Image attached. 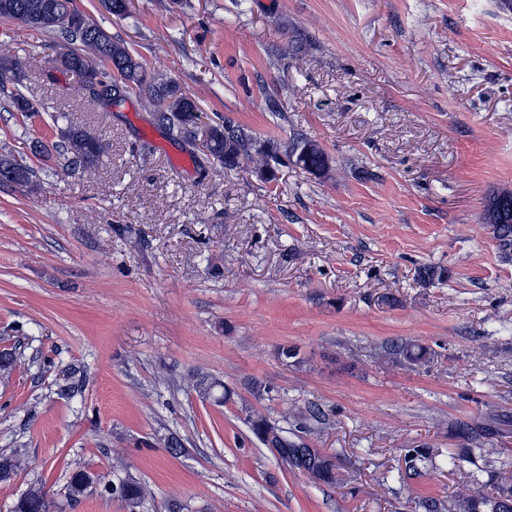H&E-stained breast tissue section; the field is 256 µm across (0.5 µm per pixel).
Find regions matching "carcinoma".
Here are the masks:
<instances>
[{"instance_id": "carcinoma-1", "label": "carcinoma", "mask_w": 512, "mask_h": 512, "mask_svg": "<svg viewBox=\"0 0 512 512\" xmlns=\"http://www.w3.org/2000/svg\"><path fill=\"white\" fill-rule=\"evenodd\" d=\"M105 9L113 16L125 18L130 15V0H102ZM0 18L16 21L25 28L61 36L69 45L65 57V68L84 74L91 69L105 79L103 85L112 90H121L129 97L138 94L145 97L153 107L152 124L165 130L177 140L199 143L205 155L235 169L246 162L271 179L280 166L291 164L318 177H327L331 172L329 157L316 141L296 136L287 142L277 138L261 140L252 131L235 125L231 121L211 125L203 131L199 125L200 115L195 101L181 86L171 79L157 80L150 76L143 64L125 44L115 39L103 27L91 22L79 9L76 0H0ZM24 74L18 61L0 58V86L22 83ZM10 102L19 112L33 114L37 105L16 89L11 92ZM62 143L53 148L43 147L42 154L66 169L93 170L106 155L109 144L97 133L78 125H69L61 131ZM0 184H13L34 192L38 189L35 171L19 162L8 152L0 154ZM481 221L490 226L499 250L504 257L512 256V191H500L486 200ZM385 357L395 362L422 364L430 359L428 348L411 341L393 340L385 346ZM63 382L58 384L57 394L71 398L79 391L72 382L76 369H64ZM194 390L203 399L224 404L234 397V391L224 383L208 375L196 376ZM247 423L258 441L266 448L276 449L278 459L285 466L306 472L326 483L335 480V464L319 451L308 459L299 456L305 447L300 434L321 431L329 424L328 415L316 404L299 410L294 418L295 437L284 434V430L273 426L266 416L245 407ZM512 421L506 414H492L488 422L461 423L456 434L463 441L465 457L478 449L490 463L501 468L512 466V460L494 450V426H506ZM405 471L408 477H418L440 468V454L425 446L405 449ZM21 461L15 454L0 455V480L15 475ZM94 484V475L79 469L72 473L65 488L68 501L77 503ZM100 495L117 498L125 503L129 512H136L151 496L148 486L138 479L127 476L116 482H106ZM13 512H51V501L42 487H32L14 505ZM454 512H512V485H501L491 491L478 488L455 500Z\"/></svg>"}]
</instances>
